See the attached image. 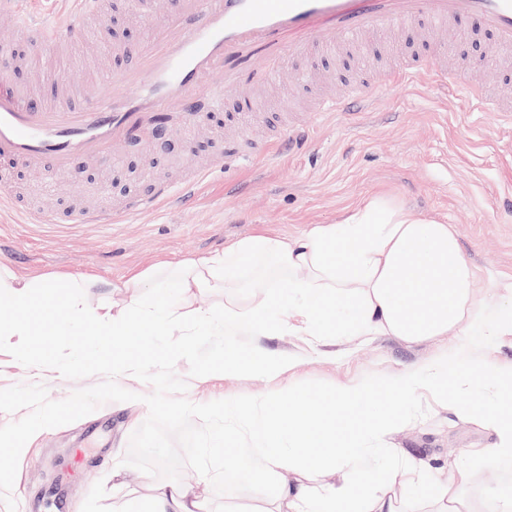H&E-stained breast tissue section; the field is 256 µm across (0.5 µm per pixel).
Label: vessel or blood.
Masks as SVG:
<instances>
[{"mask_svg":"<svg viewBox=\"0 0 512 512\" xmlns=\"http://www.w3.org/2000/svg\"><path fill=\"white\" fill-rule=\"evenodd\" d=\"M106 0H70L66 16L49 23L36 17L28 0H0V13L11 16L32 42L47 51L83 35L87 18L102 14ZM471 15L495 35L499 47L512 49V0H170L161 17L143 11L149 35L138 47L137 64L104 72L95 90H66V75L55 72L50 103L20 99L8 80L0 81V153L28 168L52 166L78 177L88 161L106 162L134 140L150 139L157 124L190 128L201 124L192 100L222 105L235 93L240 72L252 53L267 55L269 79L280 78L290 57L329 47L336 36L349 38L389 31L417 19L428 23L434 55L403 58L385 73V85L417 82L444 85L448 50L443 36L456 17ZM221 83H214L215 73ZM475 112L512 113V102L485 90L462 86ZM307 128L291 125L267 144L259 160H272L283 145L303 139ZM204 170L189 172L176 183L154 181L149 190L109 211L77 215L22 210L33 224H112L192 198Z\"/></svg>","mask_w":512,"mask_h":512,"instance_id":"b4317fda","label":"vessel or blood"}]
</instances>
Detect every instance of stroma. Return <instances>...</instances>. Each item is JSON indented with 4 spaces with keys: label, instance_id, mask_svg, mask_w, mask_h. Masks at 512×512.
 Segmentation results:
<instances>
[{
    "label": "stroma",
    "instance_id": "35a3bbf8",
    "mask_svg": "<svg viewBox=\"0 0 512 512\" xmlns=\"http://www.w3.org/2000/svg\"><path fill=\"white\" fill-rule=\"evenodd\" d=\"M130 0H110L107 12L92 30L95 40H83L72 52L70 81L79 86L97 83L104 68L133 67V51L147 29L130 18ZM467 39L451 43L450 68L477 87L496 84L512 89V50H496L494 37L479 21L457 22ZM423 23L399 26L392 43L366 34L350 49L330 48L289 60L279 82H264L268 66L258 57L245 69L240 95L225 98L224 108L209 131L201 134L169 130L163 149L150 142L125 148L120 160L91 163L79 182L50 176L48 170L18 173L15 191L55 211L104 209L129 195L147 190L155 178L179 179L182 173L208 160L246 146L267 142L281 116L310 125L306 142L272 165H240L209 174L194 198L180 206L121 224H21L14 213L0 212V265L21 278L41 277L65 287L70 280L93 278L84 289L87 306L108 310L114 298L125 306H143L147 295H119L116 286L132 274L158 262L222 251L229 242L257 233L295 237L313 224H330L369 192L385 193L423 217H439L454 227L464 257L476 268L474 293L486 308L506 299L512 282V120L487 112H470L454 85L390 87L369 90L368 82L383 71L389 45L408 58L429 55ZM493 53V67L479 57ZM335 92L357 87L368 90V112H309L316 88ZM255 95L265 119L241 133V100ZM242 349L262 347L289 351L295 366L272 384L249 372L226 377H190L187 362L175 373L186 379L185 396L207 403L233 394H268L280 401L297 396L317 397L339 383L375 384L429 362L476 371L483 365L512 370V336L485 346L475 336H435L404 342L391 336L337 340L317 348L294 336H242ZM91 376L70 380L53 369L27 368L0 351V389L15 384H42L53 400L99 384ZM119 385L138 393V400L107 402L93 413L64 426L37 432L22 450L11 493L17 512H30L41 484L64 481L71 451L83 446L90 429H98L108 449L95 461L87 480L66 483V512H132L153 499L164 478L122 465L131 434L146 420L145 395L153 388L125 374ZM391 447L407 460L423 465L456 464L496 442L493 431L459 420L454 411L421 402L410 423L391 434ZM180 480L195 486L206 512H267L266 496L241 492L217 496L211 482L190 467ZM512 488V462L475 464L469 484L461 491L471 512H490L489 494Z\"/></svg>",
    "mask_w": 512,
    "mask_h": 512
}]
</instances>
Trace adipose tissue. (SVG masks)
<instances>
[{
    "label": "adipose tissue",
    "instance_id": "adipose-tissue-1",
    "mask_svg": "<svg viewBox=\"0 0 512 512\" xmlns=\"http://www.w3.org/2000/svg\"><path fill=\"white\" fill-rule=\"evenodd\" d=\"M476 273L465 260L452 226L423 219L379 193L333 224L312 225L294 238L264 233L241 238L224 251L152 267L131 277L130 288L158 294L142 309L92 318L82 306V281L58 294L48 279H23L0 267L1 336H21L25 352L38 354L45 332L68 335L71 322L100 349L97 362L128 368L126 353L137 322L150 335L169 325H206L224 333L223 360L209 372L231 376L243 371L277 379L291 364L288 352H242L240 335L297 336L314 345L327 336H395L416 342L433 336H462L479 319L481 303L473 288ZM223 289V307L195 308L199 295ZM246 288L266 289L262 307L237 301ZM68 308L71 321L45 324L54 309ZM386 394L371 409L373 393ZM440 401L466 396L458 416L492 429L497 441L481 458L512 457V374L459 372L449 375L436 363L402 372L376 385L339 384L320 398L299 405L271 401L268 395H237L210 405V412L239 420L232 439L217 437L213 451L234 475L251 483L273 484L275 512H398L397 500H427L435 512H460L456 488L470 478L469 465L455 466L450 479L426 476L416 464H400V449L380 442L407 422L406 405L423 396ZM494 406L487 415L485 406ZM343 471L335 486L313 490L286 480L285 472Z\"/></svg>",
    "mask_w": 512,
    "mask_h": 512
}]
</instances>
